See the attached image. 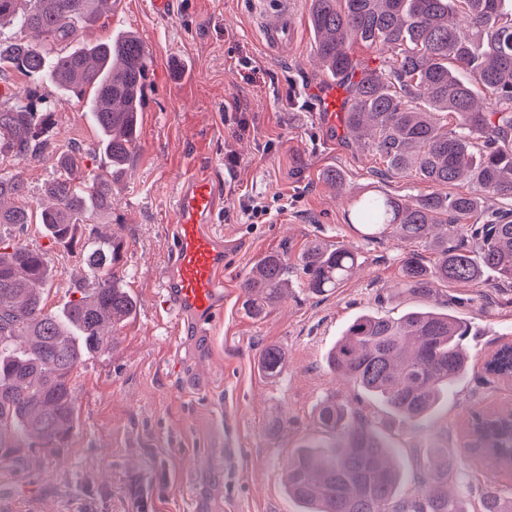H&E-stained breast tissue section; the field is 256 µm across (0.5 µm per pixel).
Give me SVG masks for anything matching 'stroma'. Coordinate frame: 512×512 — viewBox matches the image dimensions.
<instances>
[{"label": "stroma", "mask_w": 512, "mask_h": 512, "mask_svg": "<svg viewBox=\"0 0 512 512\" xmlns=\"http://www.w3.org/2000/svg\"><path fill=\"white\" fill-rule=\"evenodd\" d=\"M150 2L114 0L106 20L81 31L88 44L132 33L150 54L137 146L115 185L112 212L79 230L84 239L111 234L123 241L137 313L118 327L113 342L79 365L78 421L68 446L37 465L0 460V512H131L144 497L152 512H297L282 476L294 449L318 433L316 405L331 395L356 397L328 370L327 349L358 312L397 317L420 303L402 281L401 247L391 239H364L348 214L355 195L409 196L426 185L415 172H389L379 155L345 139L338 113L315 110L322 92L335 91L341 104L347 90L313 51L312 0H293L283 53L263 44L262 27L271 20L263 0H174L166 19L153 14ZM2 85L16 93L35 88L55 106L48 150L20 161L31 204L59 175L56 153L78 151L84 173L107 172L84 102L58 103L51 84L12 68L0 71ZM238 110L247 127L232 120ZM198 166L218 177L224 193L225 217L216 227L227 253L218 285L222 311L207 330L191 319L173 330L155 301V272L170 254L177 181ZM336 170L344 180L340 191L328 179ZM282 194L286 212L249 223L242 211L247 198L269 202ZM11 233L47 254L48 310L85 287L76 253L53 243L41 225ZM313 241L353 246L362 259L341 288L322 296L308 292L299 267ZM271 252L287 255L291 291L255 320L242 307V282ZM434 301L474 330L469 374L413 427L380 408L362 412L401 449L402 495L415 494L427 476V449L434 444L457 457L474 506L497 479L481 459L463 456L462 431L472 410L493 412L512 403V386L486 382L482 372L490 352L512 344V287L448 282ZM270 343L287 356L274 380L257 364ZM228 436L239 450L231 471L221 459Z\"/></svg>", "instance_id": "35a3bbf8"}]
</instances>
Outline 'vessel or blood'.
<instances>
[{"label": "vessel or blood", "mask_w": 512, "mask_h": 512, "mask_svg": "<svg viewBox=\"0 0 512 512\" xmlns=\"http://www.w3.org/2000/svg\"><path fill=\"white\" fill-rule=\"evenodd\" d=\"M277 20L262 39L275 49L287 39L292 19L290 0H277ZM219 185L206 171L183 174L176 188L173 250L158 274L160 296L176 320L193 317L208 325L219 306L217 283L224 273V240L214 231L221 214Z\"/></svg>", "instance_id": "vessel-or-blood-1"}]
</instances>
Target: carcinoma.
Wrapping results in <instances>:
<instances>
[{"instance_id": "cac0c4a2", "label": "carcinoma", "mask_w": 512, "mask_h": 512, "mask_svg": "<svg viewBox=\"0 0 512 512\" xmlns=\"http://www.w3.org/2000/svg\"><path fill=\"white\" fill-rule=\"evenodd\" d=\"M112 11V0H0V25L31 31L0 41V68L54 83L83 100L109 161L106 176L84 175L75 152L60 153L61 175L50 183L51 205L33 214L25 202L24 171L0 173V229L36 222L57 244H71L92 217L112 210V183L136 148L149 53L135 36L72 45L78 29ZM314 51L324 70L347 82L341 117L345 136L371 138L368 148L395 172L413 169L428 190L410 196L366 193L353 203L364 237H393L435 255L424 263L414 249L401 257L403 282L427 303L397 319L365 311L328 350L326 363L362 398L401 422L431 416L443 396L471 368L464 346L470 325L429 303L440 282L471 283L488 273L512 284V208L482 210L487 194L512 201V0H312ZM362 43L389 53L368 70L351 53ZM491 93L490 106L476 100ZM456 123L448 127L446 117ZM54 107L32 90L0 105V157L23 159L42 151ZM459 180L468 194H451ZM123 244L100 236L81 245L92 287L58 313L45 310L47 258L29 270V249L0 234V459L25 448H60L77 424L74 372L131 319L137 302L119 271ZM352 246L311 242L301 258L310 293L333 291L359 266ZM243 309L265 318L288 291V258L264 256L243 280ZM270 378L286 366L282 347L259 353ZM485 372L512 380V346L504 345ZM319 434L294 450L284 489L299 512H468L452 488L457 462L441 456L414 497L400 495L404 472L390 437L359 409L334 397L314 415ZM468 445L492 468L512 469V407L475 412ZM480 512H512V492L486 489Z\"/></svg>"}]
</instances>
